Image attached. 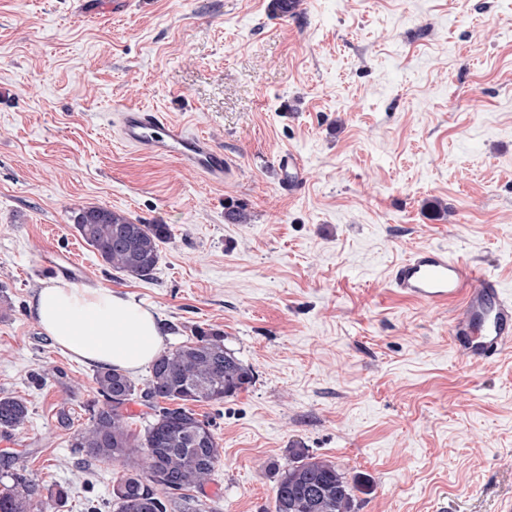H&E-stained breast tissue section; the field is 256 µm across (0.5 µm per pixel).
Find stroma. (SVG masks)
<instances>
[{
	"label": "stroma",
	"mask_w": 512,
	"mask_h": 512,
	"mask_svg": "<svg viewBox=\"0 0 512 512\" xmlns=\"http://www.w3.org/2000/svg\"><path fill=\"white\" fill-rule=\"evenodd\" d=\"M272 2L0 0V393L29 408L0 454L69 487L56 512H112L122 465L71 446L94 368L28 306L42 283L94 284L154 312L165 347L218 328L252 369L247 390L195 406L222 448L214 512H273L292 448L366 479L358 512H501L512 355L458 360L451 310L387 277L438 244L512 293V0H304L285 20ZM122 106L189 124L238 178L140 154L112 125ZM287 149L306 171L293 192ZM91 206L169 225L150 279L79 237ZM277 166L281 188L293 191L302 185L304 180V167L298 156L292 150L289 149L280 155Z\"/></svg>",
	"instance_id": "obj_1"
}]
</instances>
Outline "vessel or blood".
<instances>
[{
	"mask_svg": "<svg viewBox=\"0 0 512 512\" xmlns=\"http://www.w3.org/2000/svg\"><path fill=\"white\" fill-rule=\"evenodd\" d=\"M115 122L122 141L138 151L176 159L216 181L234 180L239 173L233 156L164 113L124 108ZM277 166L281 188L293 191L302 185L304 167L293 151L283 152ZM388 281L409 300L451 306V339L467 362L480 364L512 352V295L471 262L444 247L424 246L394 265Z\"/></svg>",
	"mask_w": 512,
	"mask_h": 512,
	"instance_id": "obj_1",
	"label": "vessel or blood"
}]
</instances>
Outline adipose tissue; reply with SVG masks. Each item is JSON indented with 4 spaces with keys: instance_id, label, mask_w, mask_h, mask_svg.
Instances as JSON below:
<instances>
[{
    "instance_id": "adipose-tissue-1",
    "label": "adipose tissue",
    "mask_w": 512,
    "mask_h": 512,
    "mask_svg": "<svg viewBox=\"0 0 512 512\" xmlns=\"http://www.w3.org/2000/svg\"><path fill=\"white\" fill-rule=\"evenodd\" d=\"M29 309L54 346L87 364L133 373L162 352L154 313L128 294L54 282L36 291Z\"/></svg>"
}]
</instances>
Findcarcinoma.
<instances>
[{
    "label": "carcinoma",
    "instance_id": "carcinoma-1",
    "mask_svg": "<svg viewBox=\"0 0 512 512\" xmlns=\"http://www.w3.org/2000/svg\"><path fill=\"white\" fill-rule=\"evenodd\" d=\"M73 224L105 264L127 277L150 278L171 238L167 224H140L106 207L79 210ZM251 368L224 345L218 328H196L187 341L162 352L152 363L141 388L124 371H95L98 403L89 424L72 436L94 462L120 463L126 472L112 487L113 512H212L207 500L189 491H203L221 463L214 424L193 409L198 403H220L247 389ZM140 403L149 420L136 434L127 426V407ZM26 402L0 396V433L9 436L27 421ZM274 512H357V493L365 485L333 461L292 448L275 469ZM0 512H48L68 499L59 488L42 498L40 486L17 457L0 456Z\"/></svg>",
    "mask_w": 512,
    "mask_h": 512
}]
</instances>
